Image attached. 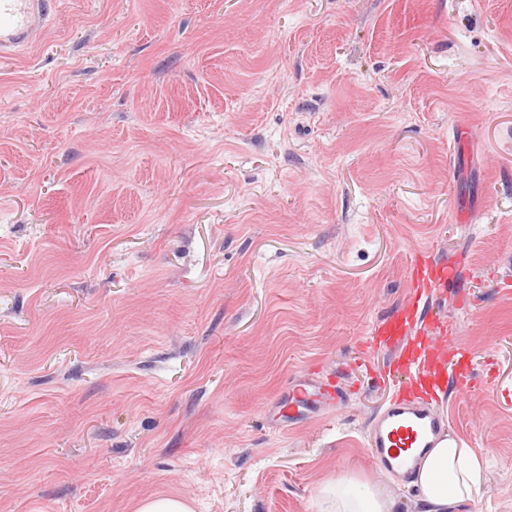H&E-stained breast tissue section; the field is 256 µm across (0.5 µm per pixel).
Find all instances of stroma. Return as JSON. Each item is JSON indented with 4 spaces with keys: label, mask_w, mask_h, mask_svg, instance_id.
Returning a JSON list of instances; mask_svg holds the SVG:
<instances>
[{
    "label": "stroma",
    "mask_w": 512,
    "mask_h": 512,
    "mask_svg": "<svg viewBox=\"0 0 512 512\" xmlns=\"http://www.w3.org/2000/svg\"><path fill=\"white\" fill-rule=\"evenodd\" d=\"M49 2L0 55V512H428L367 448L425 260L490 460L453 512H512V0ZM342 391L336 388L329 379L311 380L304 383L296 384L288 393V417L291 421H297L301 417L290 412L295 406L296 408H304L308 410L315 405H326L336 403L337 399H341ZM328 510L323 512H392L388 500L367 480L337 477L321 489ZM138 512H192V509L182 498L161 495L143 501Z\"/></svg>",
    "instance_id": "obj_1"
}]
</instances>
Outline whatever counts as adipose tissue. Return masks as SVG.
I'll use <instances>...</instances> for the list:
<instances>
[{
	"label": "adipose tissue",
	"mask_w": 512,
	"mask_h": 512,
	"mask_svg": "<svg viewBox=\"0 0 512 512\" xmlns=\"http://www.w3.org/2000/svg\"><path fill=\"white\" fill-rule=\"evenodd\" d=\"M487 461L465 443L441 439L419 460L416 488L429 512H448L475 501L485 479ZM327 512H390L388 500L369 481L339 477L321 490Z\"/></svg>",
	"instance_id": "1"
}]
</instances>
